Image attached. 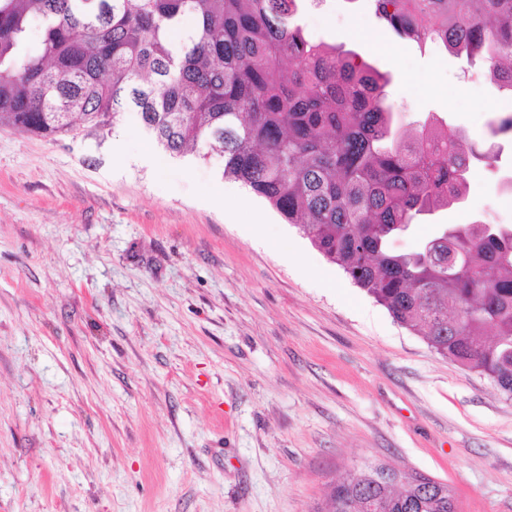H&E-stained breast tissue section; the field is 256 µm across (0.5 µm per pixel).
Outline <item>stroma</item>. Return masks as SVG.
Segmentation results:
<instances>
[{
	"instance_id": "1",
	"label": "stroma",
	"mask_w": 512,
	"mask_h": 512,
	"mask_svg": "<svg viewBox=\"0 0 512 512\" xmlns=\"http://www.w3.org/2000/svg\"><path fill=\"white\" fill-rule=\"evenodd\" d=\"M301 23L367 53L401 123L434 113L481 143L512 107L486 62L419 50L365 0H310ZM498 143L466 204L398 250L512 225ZM246 193L132 111L103 135L0 127V512H326L375 463L446 483L457 512H512V400Z\"/></svg>"
}]
</instances>
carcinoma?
I'll list each match as a JSON object with an SVG mask.
<instances>
[{
  "instance_id": "carcinoma-1",
  "label": "carcinoma",
  "mask_w": 512,
  "mask_h": 512,
  "mask_svg": "<svg viewBox=\"0 0 512 512\" xmlns=\"http://www.w3.org/2000/svg\"><path fill=\"white\" fill-rule=\"evenodd\" d=\"M305 0H0V126L45 137L109 131L136 111L159 146L222 160L331 263L439 355L512 399V226L443 224L411 253L393 242L460 205L494 148L430 114L408 129L388 78L314 43ZM398 37L470 58L512 93V0H371ZM512 135V113L490 123ZM332 512H456L446 486L376 481L359 467Z\"/></svg>"
}]
</instances>
